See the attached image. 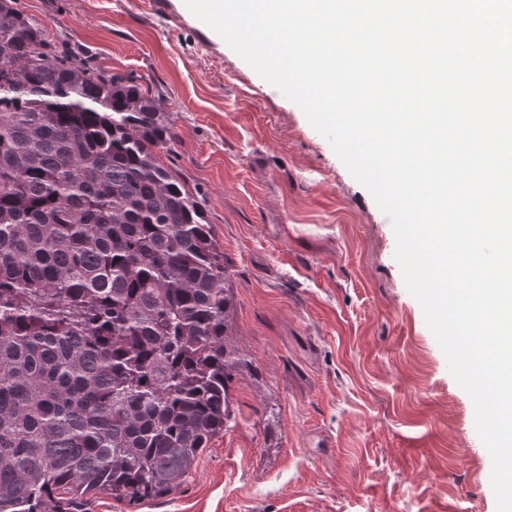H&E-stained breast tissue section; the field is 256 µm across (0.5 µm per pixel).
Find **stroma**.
<instances>
[{
	"label": "stroma",
	"mask_w": 512,
	"mask_h": 512,
	"mask_svg": "<svg viewBox=\"0 0 512 512\" xmlns=\"http://www.w3.org/2000/svg\"><path fill=\"white\" fill-rule=\"evenodd\" d=\"M50 40L168 112L160 153L230 266L235 419L184 483L87 512H496L474 407L394 258L389 219L301 109L184 0H18Z\"/></svg>",
	"instance_id": "35a3bbf8"
}]
</instances>
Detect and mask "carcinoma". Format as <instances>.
Masks as SVG:
<instances>
[{"instance_id": "obj_1", "label": "carcinoma", "mask_w": 512, "mask_h": 512, "mask_svg": "<svg viewBox=\"0 0 512 512\" xmlns=\"http://www.w3.org/2000/svg\"><path fill=\"white\" fill-rule=\"evenodd\" d=\"M173 142L0 0V512L170 493L235 420L228 264Z\"/></svg>"}]
</instances>
